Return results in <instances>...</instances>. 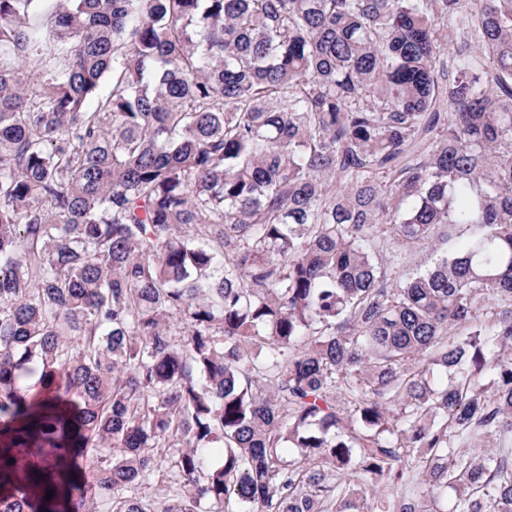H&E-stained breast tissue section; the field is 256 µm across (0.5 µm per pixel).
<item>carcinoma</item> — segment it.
<instances>
[{
	"label": "carcinoma",
	"instance_id": "cac0c4a2",
	"mask_svg": "<svg viewBox=\"0 0 512 512\" xmlns=\"http://www.w3.org/2000/svg\"><path fill=\"white\" fill-rule=\"evenodd\" d=\"M381 488L512 512V0H0V512Z\"/></svg>",
	"mask_w": 512,
	"mask_h": 512
}]
</instances>
